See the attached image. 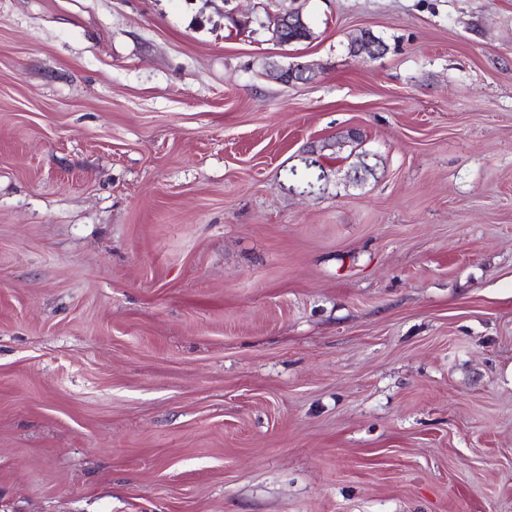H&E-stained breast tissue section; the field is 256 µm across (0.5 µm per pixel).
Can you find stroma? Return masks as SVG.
I'll use <instances>...</instances> for the list:
<instances>
[{
	"mask_svg": "<svg viewBox=\"0 0 512 512\" xmlns=\"http://www.w3.org/2000/svg\"><path fill=\"white\" fill-rule=\"evenodd\" d=\"M0 512H512V0H0ZM306 20V18H305ZM304 20V16L301 10H294V12L282 14L275 13L269 14V22L265 24L264 27H267V30L271 32L272 39L280 45H288V41L292 39L300 40L294 43L304 42L309 39L311 35H308L303 31V33H298L297 31H289L288 40H286L282 33L288 30V26L298 27L300 29H305L307 24ZM359 34H361L362 36L363 35H368L370 36L371 38L373 39H368L367 37H364L363 39H360L358 40L357 42L353 43L351 45V43L349 42L348 43V49H349V53L354 57H359V56H369V57H377L379 55H381L382 53H384V51H386V48L384 49V41L374 35L371 31L369 30H364V31H361ZM377 40V41H375ZM383 43V44H380L379 42ZM350 46L352 48V50L350 49ZM352 51V52H351Z\"/></svg>",
	"mask_w": 512,
	"mask_h": 512,
	"instance_id": "35a3bbf8",
	"label": "stroma"
}]
</instances>
